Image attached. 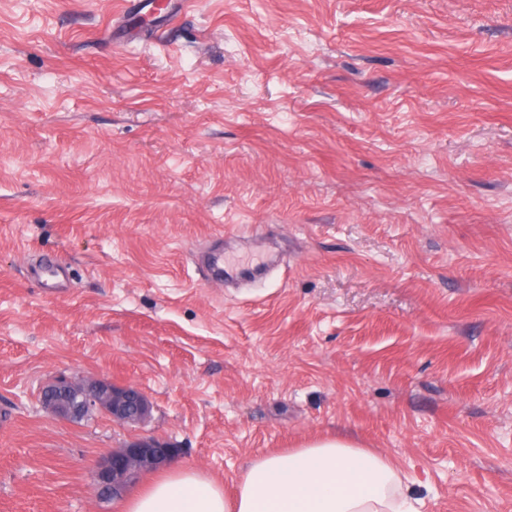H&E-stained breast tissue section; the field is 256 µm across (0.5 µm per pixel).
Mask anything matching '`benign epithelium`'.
Wrapping results in <instances>:
<instances>
[{"mask_svg":"<svg viewBox=\"0 0 512 512\" xmlns=\"http://www.w3.org/2000/svg\"><path fill=\"white\" fill-rule=\"evenodd\" d=\"M42 406L70 421H80L98 413L112 421L135 426L144 423L151 411L150 401L139 388L116 386L105 379L71 380L59 377L42 390ZM177 449L152 438L138 439L112 451L93 474L100 491L112 498L122 496L142 471L170 461Z\"/></svg>","mask_w":512,"mask_h":512,"instance_id":"7a95c632","label":"benign epithelium"}]
</instances>
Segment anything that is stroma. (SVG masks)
Here are the masks:
<instances>
[{"mask_svg":"<svg viewBox=\"0 0 512 512\" xmlns=\"http://www.w3.org/2000/svg\"><path fill=\"white\" fill-rule=\"evenodd\" d=\"M0 0V512H122L152 437L232 493L341 434L512 512V0ZM265 257L227 286L203 260ZM55 377L151 417L46 411ZM42 406L70 421L105 413L113 422L135 426L144 423L151 411L150 401L136 386H116L105 379L71 380L59 377L42 390ZM177 449L152 438L138 439L112 451L93 474L100 491L112 499L122 496L142 471L170 461Z\"/></svg>","mask_w":512,"mask_h":512,"instance_id":"35a3bbf8","label":"stroma"}]
</instances>
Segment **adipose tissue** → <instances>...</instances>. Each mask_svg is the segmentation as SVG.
Instances as JSON below:
<instances>
[{
  "instance_id": "ef3b65f1",
  "label": "adipose tissue",
  "mask_w": 512,
  "mask_h": 512,
  "mask_svg": "<svg viewBox=\"0 0 512 512\" xmlns=\"http://www.w3.org/2000/svg\"><path fill=\"white\" fill-rule=\"evenodd\" d=\"M125 512H416L395 463L344 437L254 459L233 496L192 470L168 473Z\"/></svg>"
}]
</instances>
